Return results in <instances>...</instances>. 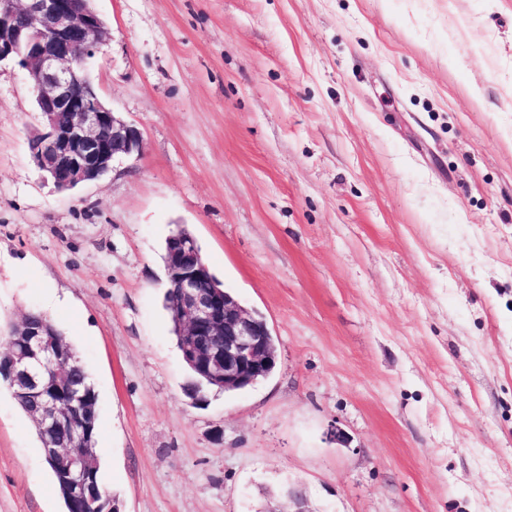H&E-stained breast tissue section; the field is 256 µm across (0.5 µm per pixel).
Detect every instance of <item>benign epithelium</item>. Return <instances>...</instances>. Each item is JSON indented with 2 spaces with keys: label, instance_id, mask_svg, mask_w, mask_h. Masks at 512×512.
<instances>
[{
  "label": "benign epithelium",
  "instance_id": "obj_1",
  "mask_svg": "<svg viewBox=\"0 0 512 512\" xmlns=\"http://www.w3.org/2000/svg\"><path fill=\"white\" fill-rule=\"evenodd\" d=\"M110 36L90 0H0V63L26 71L30 92L45 131L33 138V157L44 177L71 189L106 174L113 161L140 151L142 133L102 102L87 68ZM166 266L171 287L179 290L173 311L180 324L187 360L226 391H239L268 377L276 349L262 317L225 291H204L211 276L196 242L183 233L167 240ZM22 350L0 356V371L28 395L47 428L68 412L45 397L42 371L56 353L43 344L44 327L25 315L19 326ZM67 472L83 475L91 460L79 444L45 449ZM91 512H119L114 498L86 482L79 489Z\"/></svg>",
  "mask_w": 512,
  "mask_h": 512
}]
</instances>
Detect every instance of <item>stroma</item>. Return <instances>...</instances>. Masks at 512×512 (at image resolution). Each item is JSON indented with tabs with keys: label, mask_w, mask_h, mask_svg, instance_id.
Wrapping results in <instances>:
<instances>
[{
	"label": "stroma",
	"mask_w": 512,
	"mask_h": 512,
	"mask_svg": "<svg viewBox=\"0 0 512 512\" xmlns=\"http://www.w3.org/2000/svg\"><path fill=\"white\" fill-rule=\"evenodd\" d=\"M139 153L69 191L0 63V353L46 297L99 398L121 512H512V0H91ZM277 340L186 396L167 238ZM0 512H64L0 388Z\"/></svg>",
	"instance_id": "1"
}]
</instances>
